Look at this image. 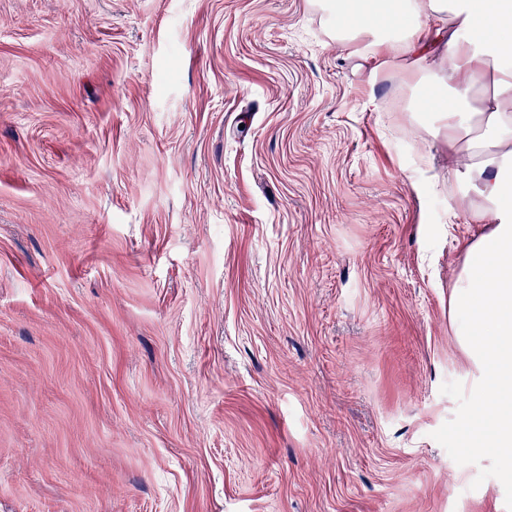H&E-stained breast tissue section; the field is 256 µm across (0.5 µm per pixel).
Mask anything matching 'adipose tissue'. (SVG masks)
<instances>
[{"label": "adipose tissue", "instance_id": "1", "mask_svg": "<svg viewBox=\"0 0 512 512\" xmlns=\"http://www.w3.org/2000/svg\"><path fill=\"white\" fill-rule=\"evenodd\" d=\"M342 19L336 35L344 41L371 35L374 53L384 54L399 32L418 71L431 46L442 49L447 65L433 85L440 97L436 132L448 141V158L461 166L477 198L467 221L488 225L472 241L455 288L464 310L460 333L483 364L497 419L475 421L476 446L512 451V62L503 60L500 39L512 34V0H328ZM491 82L492 96L473 107L477 80Z\"/></svg>", "mask_w": 512, "mask_h": 512}]
</instances>
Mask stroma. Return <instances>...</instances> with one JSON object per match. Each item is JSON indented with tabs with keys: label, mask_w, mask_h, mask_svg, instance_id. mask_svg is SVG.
<instances>
[{
	"label": "stroma",
	"mask_w": 512,
	"mask_h": 512,
	"mask_svg": "<svg viewBox=\"0 0 512 512\" xmlns=\"http://www.w3.org/2000/svg\"><path fill=\"white\" fill-rule=\"evenodd\" d=\"M422 94L316 0H0V512H512Z\"/></svg>",
	"instance_id": "1"
}]
</instances>
